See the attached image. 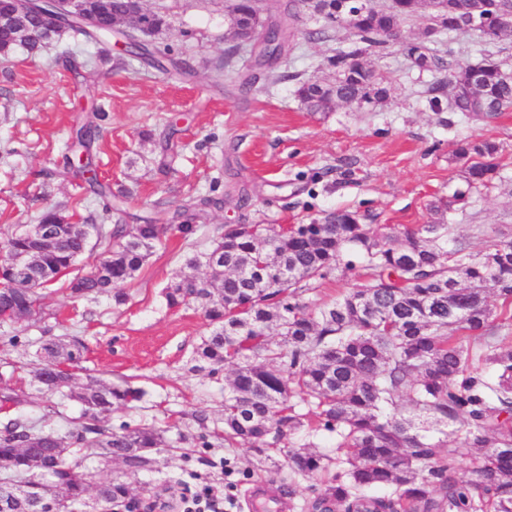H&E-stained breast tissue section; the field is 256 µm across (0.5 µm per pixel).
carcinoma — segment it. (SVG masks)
<instances>
[{
	"mask_svg": "<svg viewBox=\"0 0 512 512\" xmlns=\"http://www.w3.org/2000/svg\"><path fill=\"white\" fill-rule=\"evenodd\" d=\"M92 25L77 21L56 27L50 17L18 15L0 21V56L22 47L35 52L61 36L63 29L95 42L112 40L111 25L128 15L131 0H83ZM255 0H236L233 26L251 27ZM378 9L371 0H316L327 23L347 24L357 41L329 57L336 70L332 84L300 82L296 93L311 112L333 102L368 108L388 97L382 76L364 62L370 48L387 44L382 35L398 33L403 20L421 10L433 12L435 0H394ZM442 33L474 31L488 44L512 33L501 22L512 15V0H447ZM439 39H422L406 51L434 70L448 69L445 80L428 93L451 86L448 105L479 120L512 112V78L503 77L505 61L485 51L473 66H447L438 55ZM235 47L216 66L231 84L238 81ZM129 57L168 71L170 52L129 41ZM105 114L95 112L77 128L72 154L90 153ZM499 145L464 140L456 157L466 163V181L487 188L499 173ZM91 191L105 201L104 214L117 215L111 230L99 227L108 247L90 269L70 282L79 295L110 294L125 300L124 285L148 259L162 228L123 224L120 196L101 181L92 165L83 167ZM212 200L187 203L177 211L178 230L194 234L195 221ZM448 203H431L434 218L407 233L405 240L371 231L356 211L337 209L308 224L278 230L264 224H226L208 252L189 261L208 268L209 277L178 274L164 288L171 308L200 303L211 332L194 350L193 370L224 385V446L244 441L258 451L283 452L289 474L314 476L336 467L335 482L308 487L307 512H512V338L487 331L500 301V326L512 322V240L501 241L477 257L460 242L448 248L452 225ZM38 226L49 238L43 246L19 227L0 241V309L36 315L42 290L71 270L89 247L87 224H68L56 206L45 207ZM29 262L19 277L13 256ZM343 267L356 282L331 305L308 311L304 293ZM276 332L278 341L269 339ZM83 342L54 336L40 346L42 358L33 382L44 393H67L82 406V417L59 432L36 429L23 415L0 427V490L46 472L53 493L76 503L92 488L95 474L83 466L92 457L118 460L124 476L102 485L103 500L127 497L128 478L155 468L153 453L163 446L160 431L123 422L107 428L112 413L142 397L122 379L72 381L83 358ZM65 364L72 372L57 365ZM492 370L487 377L484 369ZM460 419L465 434L453 441L428 435L429 426ZM334 437V455L296 444L293 432ZM470 456L469 474H457L462 451ZM384 490L383 496L373 495Z\"/></svg>",
	"mask_w": 512,
	"mask_h": 512,
	"instance_id": "carcinoma-1",
	"label": "carcinoma"
}]
</instances>
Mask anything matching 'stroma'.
<instances>
[{"label": "stroma", "mask_w": 512, "mask_h": 512, "mask_svg": "<svg viewBox=\"0 0 512 512\" xmlns=\"http://www.w3.org/2000/svg\"><path fill=\"white\" fill-rule=\"evenodd\" d=\"M167 24L151 37L188 67L186 78L130 59L110 44H86L62 34L39 52L19 48L0 58V238L35 223L47 204L61 206L71 222L102 216V202L65 160L80 118L104 109L102 136L92 151L100 179L124 192L123 220L162 225L165 233L118 304L111 295L78 297L68 278L44 291L40 313L0 324L19 335L17 349L0 350V383L30 382L43 337L69 335L86 345L78 383L132 381L144 391L134 407L112 415L160 430L167 445L158 469L132 479L145 496L180 497L210 485L223 494L226 462L254 470L240 483L229 512H253L259 502L275 512H304L309 479L293 494L281 492L284 462L273 449L246 445L198 452L188 439L199 432L198 412L220 426L224 385L192 371L195 347L210 328L201 306L171 308L163 289L193 255L208 251L228 224H306L347 209L367 223L402 234L427 223L432 201L465 193L448 223L472 254L512 238V112L478 121L448 106L433 107L427 89L438 73L412 67L400 45L366 58L389 83L385 102L370 109L339 104L310 112L296 95L299 81L334 82L330 55L355 41L344 27H327L311 0H281L288 46L275 70L278 82L250 67L239 52L246 81L223 86L215 71L229 46L230 0H147ZM465 138L497 143L499 178L493 187H469L464 165L453 157ZM212 198L189 237L175 213L192 199Z\"/></svg>", "instance_id": "obj_1"}]
</instances>
